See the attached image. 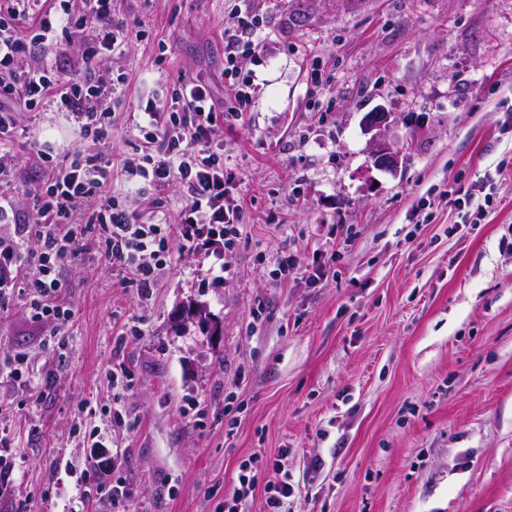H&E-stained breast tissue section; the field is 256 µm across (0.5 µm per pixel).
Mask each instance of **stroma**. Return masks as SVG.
Segmentation results:
<instances>
[{"label": "stroma", "mask_w": 512, "mask_h": 512, "mask_svg": "<svg viewBox=\"0 0 512 512\" xmlns=\"http://www.w3.org/2000/svg\"><path fill=\"white\" fill-rule=\"evenodd\" d=\"M243 10L267 37L223 134L246 206L224 285L202 284L211 257L175 254L144 299L86 251L61 269L59 326L31 318L12 287L28 267L0 256V369L24 374L0 383L17 461L0 512H113L118 479L130 512H214L256 455L288 471V512H512V0H112L135 39L112 61L126 81L104 150L143 216L155 192L120 165L131 116L179 76L218 81ZM380 106L394 172L362 126ZM20 123L14 193L36 189L41 145L80 143L67 113ZM458 185L493 195L482 223L448 207ZM283 241L306 267L280 283ZM190 304L209 326L176 327Z\"/></svg>", "instance_id": "obj_1"}]
</instances>
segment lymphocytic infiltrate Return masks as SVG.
<instances>
[{
    "mask_svg": "<svg viewBox=\"0 0 512 512\" xmlns=\"http://www.w3.org/2000/svg\"><path fill=\"white\" fill-rule=\"evenodd\" d=\"M257 16L240 15L224 30V94L211 82L180 77L171 95L152 93L142 102L135 129L141 140L124 168L163 191L182 189L178 224H150L112 198V165L99 150L111 128L109 103L116 83L110 65L125 55L129 35L112 16V0H9L0 10V183L11 182L10 149L20 128L21 110L55 108L75 117L90 147L57 160L49 148L36 152L40 186L25 196L0 197V223L13 225L1 248L30 257L32 272L21 282L31 317L68 321L72 311L61 300L62 262L93 246L139 296L152 293L172 246L199 255L236 248L244 233L243 209L232 195L234 173L224 165L220 127H235L246 112L254 80L241 76V58L265 39ZM77 42L81 78L53 67L48 57L62 41ZM260 482V468L241 464L231 499L223 512H242L241 504L256 488L266 494L267 512H285L293 486L279 463Z\"/></svg>",
    "mask_w": 512,
    "mask_h": 512,
    "instance_id": "obj_1",
    "label": "lymphocytic infiltrate"
}]
</instances>
